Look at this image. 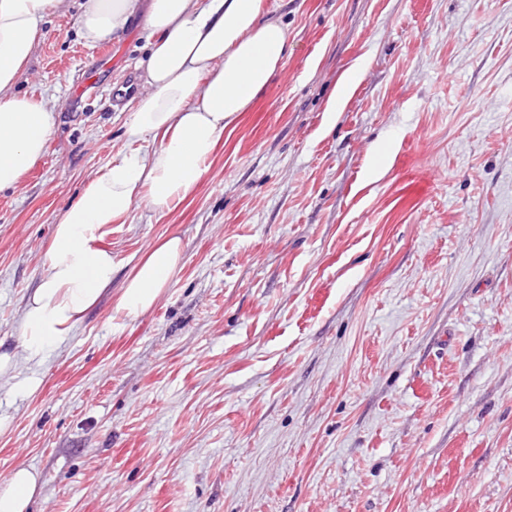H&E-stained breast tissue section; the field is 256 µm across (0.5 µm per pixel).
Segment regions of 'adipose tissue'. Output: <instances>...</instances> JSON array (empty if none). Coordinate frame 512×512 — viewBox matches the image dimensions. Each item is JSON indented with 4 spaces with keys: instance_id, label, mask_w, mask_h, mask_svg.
I'll list each match as a JSON object with an SVG mask.
<instances>
[{
    "instance_id": "1",
    "label": "adipose tissue",
    "mask_w": 512,
    "mask_h": 512,
    "mask_svg": "<svg viewBox=\"0 0 512 512\" xmlns=\"http://www.w3.org/2000/svg\"><path fill=\"white\" fill-rule=\"evenodd\" d=\"M55 2L0 0V191L16 187L43 158L53 131L52 110L14 86ZM139 14L151 43L139 64L149 93L126 125L135 147L92 177L79 201L58 215L45 275L24 307L22 349L0 350V376L23 361L42 363L108 290L116 292V312L127 317L157 303L180 270V239L158 241L116 289L112 253L101 245L108 226L138 204L162 213L185 200L225 131L288 57V25L263 0H85L82 37L98 43ZM38 481L37 472L17 466L0 482V512H28Z\"/></svg>"
}]
</instances>
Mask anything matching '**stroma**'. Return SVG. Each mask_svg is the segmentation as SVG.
I'll return each instance as SVG.
<instances>
[{
	"instance_id": "stroma-1",
	"label": "stroma",
	"mask_w": 512,
	"mask_h": 512,
	"mask_svg": "<svg viewBox=\"0 0 512 512\" xmlns=\"http://www.w3.org/2000/svg\"><path fill=\"white\" fill-rule=\"evenodd\" d=\"M81 2L16 85L55 126L0 192L11 344L58 214L148 93L142 20L103 59ZM266 4L283 68L187 200L103 240L114 284L170 235L182 270L0 378V481L37 471L30 512H512V0Z\"/></svg>"
}]
</instances>
